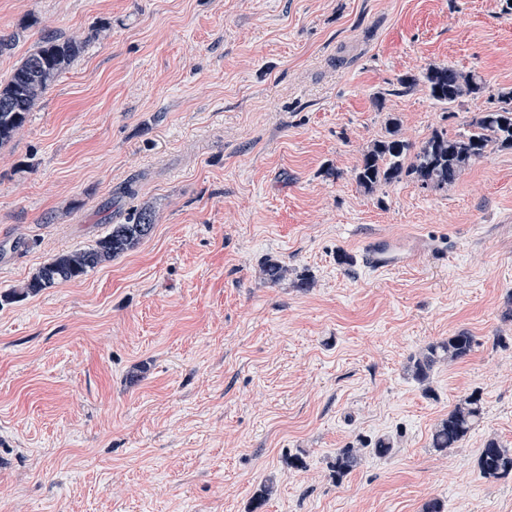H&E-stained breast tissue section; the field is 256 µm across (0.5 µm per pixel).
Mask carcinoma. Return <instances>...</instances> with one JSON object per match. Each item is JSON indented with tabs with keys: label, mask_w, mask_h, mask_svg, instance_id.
Returning a JSON list of instances; mask_svg holds the SVG:
<instances>
[{
	"label": "carcinoma",
	"mask_w": 512,
	"mask_h": 512,
	"mask_svg": "<svg viewBox=\"0 0 512 512\" xmlns=\"http://www.w3.org/2000/svg\"><path fill=\"white\" fill-rule=\"evenodd\" d=\"M83 43L74 39L44 36L14 70L10 79L0 84V147L7 145L27 122L36 102L51 88L71 62L81 53ZM423 84L428 96L439 105H450L460 98L485 91L484 79L474 72L464 74L448 65H433L422 78L407 76L401 80L405 88ZM498 106L475 112L468 129L450 136L435 132L420 146L401 136L397 118L389 121L388 136L376 140L361 153L355 168V180L367 192L412 175L424 188L442 189L453 183L458 173L473 159L486 155L490 146L512 149V91L498 94ZM155 215L144 207L124 224L112 225V231L87 249L59 254L44 263L22 286L21 293L37 294L57 284L77 280L99 265L134 249L151 232ZM287 268L269 261L262 268L265 282L277 284L284 279ZM474 338L458 332L429 344L411 356L406 365L408 375L419 385L428 387L431 372L440 364L452 365L466 358L473 350ZM484 401L477 393L461 398L448 417L434 428L431 447L451 453L460 447L480 425ZM384 456L394 448V440L380 436L355 448L351 445L336 450L330 464L333 478L340 480L362 459L363 450ZM479 467L489 478L512 475V448L494 437L481 448Z\"/></svg>",
	"instance_id": "obj_1"
}]
</instances>
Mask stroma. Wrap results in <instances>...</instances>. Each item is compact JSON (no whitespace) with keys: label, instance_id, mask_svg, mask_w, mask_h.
Instances as JSON below:
<instances>
[{"label":"stroma","instance_id":"1","mask_svg":"<svg viewBox=\"0 0 512 512\" xmlns=\"http://www.w3.org/2000/svg\"><path fill=\"white\" fill-rule=\"evenodd\" d=\"M48 33L86 46L0 148V512H249L269 479L261 512H512L478 465L512 444V150L443 189L354 177L389 117L418 146L512 89V0H0V84ZM442 64L485 92L402 88ZM145 205L136 248L14 296ZM459 331L424 393L409 357ZM484 401L477 393L461 398L448 417L434 428L431 446L440 452L452 453L460 448L471 432L480 425L484 415ZM362 447L355 448L349 445L345 448L337 449L336 455L330 464L331 475L336 481L342 479L359 465L364 449L369 448L374 454L384 456L393 450L394 440L389 436H380L365 442L362 444Z\"/></svg>","mask_w":512,"mask_h":512}]
</instances>
